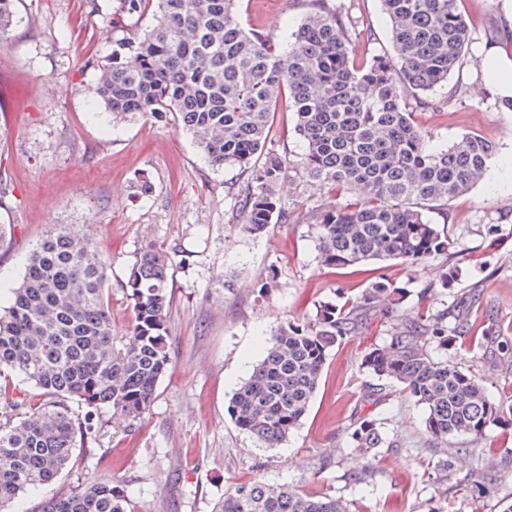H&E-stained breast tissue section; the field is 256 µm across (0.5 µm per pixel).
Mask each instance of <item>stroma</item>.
<instances>
[{
	"instance_id": "stroma-1",
	"label": "stroma",
	"mask_w": 512,
	"mask_h": 512,
	"mask_svg": "<svg viewBox=\"0 0 512 512\" xmlns=\"http://www.w3.org/2000/svg\"><path fill=\"white\" fill-rule=\"evenodd\" d=\"M335 3L353 17L358 49L391 52L380 0ZM114 5L20 0L0 46V167L9 188L0 220L11 226L0 245V307H8L37 241L54 225L74 224L111 260L112 329L126 337L133 313L123 284L136 253L184 250L189 258L169 281L171 366L144 412L119 423L101 409L100 431L76 450L74 465L9 512H33L95 479L111 480L128 512H212L255 480L341 498L350 512H502L512 503V430L492 428L476 454L464 437L458 454L431 452L423 407L361 364L366 350L390 340L375 320L336 344L309 411L280 447H262L235 426L230 398L263 358L273 330L312 320L319 304H343L379 277L400 287L399 306L410 311L421 288L438 281L442 261L357 271L323 265L304 216L334 200L292 171L279 186L288 221L258 237L241 233L233 216L246 176L212 169L190 137L176 132L173 117L115 125L89 96L113 41L154 24L147 15L114 29ZM459 7L477 19L463 65L449 79L459 94L444 110H419L414 119L437 148L480 131L495 148V169L512 160V112L496 102L474 61L511 39L512 26L501 0H461ZM237 10L244 27L264 29L280 44L305 14L302 0H238ZM144 182L152 186L146 195L138 190ZM448 230L462 275L434 306L459 305L471 327L449 345L448 358L482 376L492 400H512V190L481 181L449 203ZM225 275L232 287H224ZM267 278L273 288L258 292ZM367 416L378 419L386 443L365 456L350 448L348 430ZM360 470L364 483L351 482ZM487 473L497 477L488 488Z\"/></svg>"
}]
</instances>
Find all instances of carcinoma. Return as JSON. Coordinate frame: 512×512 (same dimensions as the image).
Segmentation results:
<instances>
[{
  "instance_id": "obj_1",
  "label": "carcinoma",
  "mask_w": 512,
  "mask_h": 512,
  "mask_svg": "<svg viewBox=\"0 0 512 512\" xmlns=\"http://www.w3.org/2000/svg\"><path fill=\"white\" fill-rule=\"evenodd\" d=\"M307 12L283 49L239 22L235 0H118L112 27L154 12L156 23L129 41L117 39L99 67L96 99L115 122L177 116L215 169L239 170L250 187L237 208L241 231L265 234L288 218L278 186L288 169L317 181L339 203L305 215L316 226L321 262L348 268L384 260L416 265L451 257L448 202L484 177L493 145L471 133L429 148L414 121L417 108L438 109L428 93L448 86L475 30L458 0H380L393 53L356 63L349 14L331 0H305ZM17 0H0V45L17 18ZM303 146L295 163L271 147L273 116L283 98ZM442 218L433 222L431 215ZM178 251L135 257L123 288L134 316L131 335L112 336L108 303L111 263L89 236L69 225L45 234L29 255L11 302L0 313V374L23 377L46 402H0V508L32 488L53 483L95 428L90 413L108 408L132 419L150 406L170 365L169 272ZM426 285L410 316L399 317V288L373 281L338 307L323 303L310 322L275 331L263 359L232 395L235 425L275 448L300 425L320 385L329 351L377 316L390 342L362 360L379 378L399 383L424 407L432 449L448 454L453 440L479 445L492 426L512 428V405L489 399L482 378L436 357L448 332L464 333L455 309L433 311ZM384 444L377 420L353 424L349 445L364 453ZM36 512H127L112 481H91ZM215 512H349L328 494L262 481L238 486Z\"/></svg>"
}]
</instances>
